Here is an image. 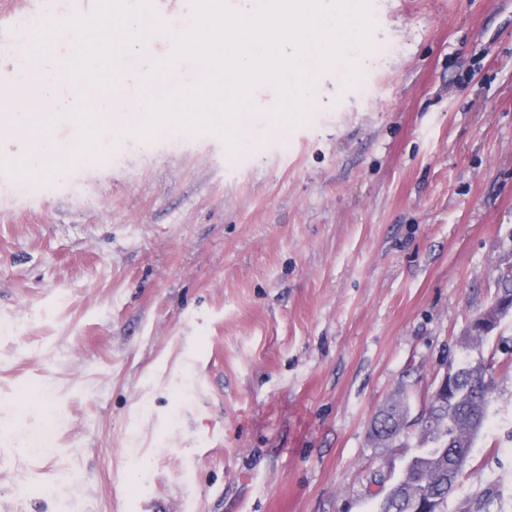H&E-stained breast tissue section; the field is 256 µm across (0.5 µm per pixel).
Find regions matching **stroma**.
I'll list each match as a JSON object with an SVG mask.
<instances>
[{
    "mask_svg": "<svg viewBox=\"0 0 512 512\" xmlns=\"http://www.w3.org/2000/svg\"><path fill=\"white\" fill-rule=\"evenodd\" d=\"M320 104L262 148L170 127L19 190L0 129V512H376L470 321L512 280V0H370ZM0 0V75L13 21ZM449 512H512V313ZM385 414L375 415L371 421L369 437L371 441L381 448L397 447L401 439L400 423L408 415L409 408L401 398H394L385 407Z\"/></svg>",
    "mask_w": 512,
    "mask_h": 512,
    "instance_id": "obj_1",
    "label": "stroma"
}]
</instances>
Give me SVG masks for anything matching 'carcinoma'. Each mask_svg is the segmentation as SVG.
Wrapping results in <instances>:
<instances>
[{"label": "carcinoma", "mask_w": 512, "mask_h": 512, "mask_svg": "<svg viewBox=\"0 0 512 512\" xmlns=\"http://www.w3.org/2000/svg\"><path fill=\"white\" fill-rule=\"evenodd\" d=\"M460 345L464 356L455 367L453 389L423 412L428 432L418 437L398 478L379 500L378 512H416L415 496L429 503V512H448V499L468 470L475 440L487 422L492 394V382L471 356L475 342L464 336ZM408 413L403 399H393L384 414L372 419L371 441L381 448L395 447L401 439L400 423ZM491 504L490 492L477 491L458 512H490Z\"/></svg>", "instance_id": "obj_1"}]
</instances>
